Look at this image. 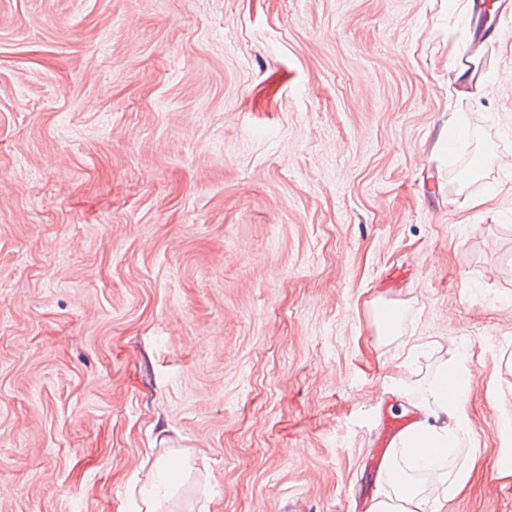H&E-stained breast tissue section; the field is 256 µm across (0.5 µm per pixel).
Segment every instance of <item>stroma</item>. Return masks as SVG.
<instances>
[{
    "label": "stroma",
    "instance_id": "1",
    "mask_svg": "<svg viewBox=\"0 0 512 512\" xmlns=\"http://www.w3.org/2000/svg\"><path fill=\"white\" fill-rule=\"evenodd\" d=\"M464 3L0 0V512H140L156 461L160 512H368L444 354L439 512H512V19L462 95Z\"/></svg>",
    "mask_w": 512,
    "mask_h": 512
}]
</instances>
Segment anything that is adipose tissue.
<instances>
[{"label": "adipose tissue", "mask_w": 512, "mask_h": 512, "mask_svg": "<svg viewBox=\"0 0 512 512\" xmlns=\"http://www.w3.org/2000/svg\"><path fill=\"white\" fill-rule=\"evenodd\" d=\"M469 383L463 364L440 363L414 409L419 418L399 434L385 472V492L369 512H427L429 503L456 495L466 484L471 464L446 475L441 484L423 488L414 480L417 469L439 468L470 432L465 403Z\"/></svg>", "instance_id": "obj_1"}]
</instances>
